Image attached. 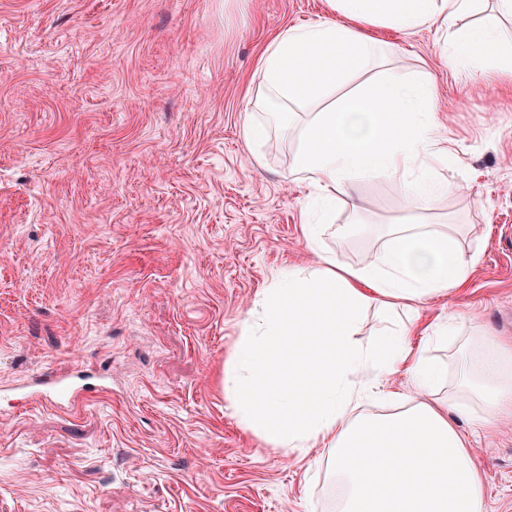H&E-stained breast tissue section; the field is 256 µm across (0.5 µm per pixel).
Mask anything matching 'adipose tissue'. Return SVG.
<instances>
[{
    "label": "adipose tissue",
    "instance_id": "ef3b65f1",
    "mask_svg": "<svg viewBox=\"0 0 512 512\" xmlns=\"http://www.w3.org/2000/svg\"><path fill=\"white\" fill-rule=\"evenodd\" d=\"M476 0H326L316 22L292 26L261 57L252 101L287 130L304 115L290 176L310 199L330 201L353 177H385L404 186L410 217L395 226L383 251L359 266L340 264L322 249L320 225H305L310 266L275 277L258 294L224 364V393L239 422L284 452L326 451L341 490L337 512H482L484 491L471 454L450 415L512 413V343L473 336L476 366H463L459 391L440 401L446 366L432 346L461 333L449 313L410 342L414 302L446 296L479 263L449 229L420 224L450 187L437 172L456 159L435 121L437 83L391 70L343 96L336 89L367 69L380 52L370 30H446L443 52L453 74L481 73L489 88L512 80V42L499 24L512 0H495L488 20L460 26ZM391 320L383 337L358 339L369 308ZM406 367L409 388L385 390Z\"/></svg>",
    "mask_w": 512,
    "mask_h": 512
}]
</instances>
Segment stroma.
Listing matches in <instances>:
<instances>
[{"instance_id":"1","label":"stroma","mask_w":512,"mask_h":512,"mask_svg":"<svg viewBox=\"0 0 512 512\" xmlns=\"http://www.w3.org/2000/svg\"><path fill=\"white\" fill-rule=\"evenodd\" d=\"M325 0H0V512H336L313 448L285 454L238 424L228 359L258 292L309 265L296 137L253 162L246 93L282 29ZM374 36L436 80L459 162L431 221L470 225L481 261L417 329L462 312L512 337V93L448 73L441 28ZM401 188L355 178L321 245L354 266L405 217ZM361 224L340 236L341 224ZM86 376L77 406L11 396ZM484 487L512 512V419L454 417Z\"/></svg>"}]
</instances>
